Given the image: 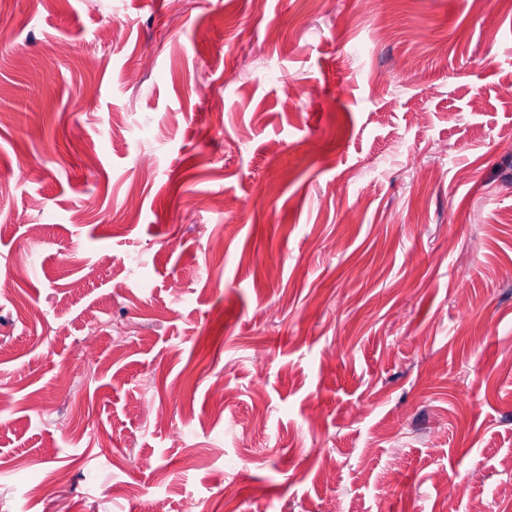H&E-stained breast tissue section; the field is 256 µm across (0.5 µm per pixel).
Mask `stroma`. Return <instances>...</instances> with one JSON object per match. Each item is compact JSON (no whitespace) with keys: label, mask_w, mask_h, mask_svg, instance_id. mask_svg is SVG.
<instances>
[{"label":"stroma","mask_w":512,"mask_h":512,"mask_svg":"<svg viewBox=\"0 0 512 512\" xmlns=\"http://www.w3.org/2000/svg\"><path fill=\"white\" fill-rule=\"evenodd\" d=\"M511 84L512 0H0V512H512Z\"/></svg>","instance_id":"1"}]
</instances>
